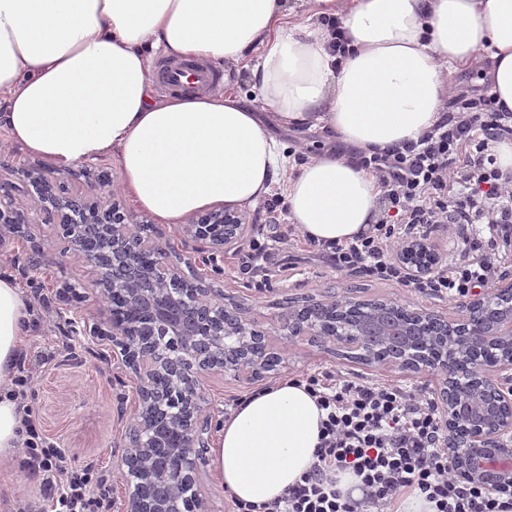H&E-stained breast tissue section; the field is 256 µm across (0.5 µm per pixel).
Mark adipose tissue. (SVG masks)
<instances>
[{
  "mask_svg": "<svg viewBox=\"0 0 512 512\" xmlns=\"http://www.w3.org/2000/svg\"><path fill=\"white\" fill-rule=\"evenodd\" d=\"M160 56L244 65L270 115L219 90L157 97ZM478 57L512 112V0H0V128L61 171L116 156L121 191L162 224L243 211L283 186L297 233L328 246L377 220L380 189L356 153L418 141L445 117L449 74ZM271 121L322 130L346 152L297 162ZM34 319L0 262V465L24 446L12 390ZM325 417L290 381L241 399L210 450L225 493L279 498L312 464Z\"/></svg>",
  "mask_w": 512,
  "mask_h": 512,
  "instance_id": "1",
  "label": "adipose tissue"
}]
</instances>
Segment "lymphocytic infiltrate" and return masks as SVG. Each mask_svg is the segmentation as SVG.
Instances as JSON below:
<instances>
[{
	"label": "lymphocytic infiltrate",
	"instance_id": "lymphocytic-infiltrate-1",
	"mask_svg": "<svg viewBox=\"0 0 512 512\" xmlns=\"http://www.w3.org/2000/svg\"><path fill=\"white\" fill-rule=\"evenodd\" d=\"M510 138L512 114L482 93L464 100L418 144L362 157L383 188L378 217L368 234L333 246L330 261L350 272L396 277L397 247L412 230L484 224L489 239H465L458 258L440 265L425 285L461 298L499 278L512 262V174L498 167L492 145ZM306 382L327 412L320 445L309 470L265 512H389L406 491L424 496L434 512H505L498 493L449 471L448 433L438 402L425 391L329 373ZM23 425L31 469L55 472L44 482L45 499L58 501L64 512H92V475L70 470L32 415ZM339 471L358 480L361 498L342 497L334 478Z\"/></svg>",
	"mask_w": 512,
	"mask_h": 512
}]
</instances>
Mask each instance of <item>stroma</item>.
Here are the masks:
<instances>
[{
  "mask_svg": "<svg viewBox=\"0 0 512 512\" xmlns=\"http://www.w3.org/2000/svg\"><path fill=\"white\" fill-rule=\"evenodd\" d=\"M32 158L15 146L0 129V163L11 168L7 181L15 202L33 206L37 194L33 184L16 170ZM109 172L112 181L100 184L101 172ZM58 180L71 190L93 189L102 197L120 201L132 221L148 227L160 243L174 246L181 260L183 278L205 280L223 289L225 303L241 305L247 317L260 328L273 331L278 316L289 300L322 299L336 294L358 301L395 299L414 308L453 313L457 301L426 290H418L395 280H384L363 273H347L323 257L316 247L296 233L289 220L283 187L248 210L244 237L224 252L211 254L202 242L183 243L179 228L156 223L148 213L114 186L120 178L116 158L103 157L58 172ZM43 254L36 269L24 268L22 240L13 234L0 235V260L9 266L37 311V319L23 338L26 362L44 356L37 381L27 394V403L39 420L44 434L63 448L72 467L110 473V452L122 447L135 400L133 378L118 375L112 360L110 343L91 340L73 332L71 320L99 315L92 277L80 259L67 253L66 243L54 224H30L24 228ZM72 287L81 298L62 307L55 289ZM318 371H332L368 381L401 386L408 390L426 389L438 394L441 380L431 373H414L373 366L345 358L323 347L301 340L288 347L275 370L254 381L231 376H212L206 381L211 403V437H219L227 405L279 380L303 379ZM27 452H19L12 463L0 468V512H24L38 507L51 512L42 496V473L30 470Z\"/></svg>",
  "mask_w": 512,
  "mask_h": 512,
  "instance_id": "stroma-1",
  "label": "stroma"
}]
</instances>
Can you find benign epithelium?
Returning <instances> with one entry per match:
<instances>
[{
	"label": "benign epithelium",
	"mask_w": 512,
	"mask_h": 512,
	"mask_svg": "<svg viewBox=\"0 0 512 512\" xmlns=\"http://www.w3.org/2000/svg\"><path fill=\"white\" fill-rule=\"evenodd\" d=\"M21 172L36 185L54 187L39 194L40 205L15 204L0 182V227L17 234L24 224H57L67 250L94 277L106 317L85 324L91 338L107 337L112 358L137 385L134 422L119 450L117 466L125 481L119 512H209L206 498L183 495L200 481V449L208 447L210 407L204 380L214 374L252 380L271 370L274 350L268 334L224 304V293L199 280L181 279L173 254L148 237L116 202L94 200L79 191L64 192L57 181L35 165ZM247 231L246 216L228 208L201 215L182 228L185 237L222 251ZM433 248L423 239L405 242L398 254L411 278L436 271L432 263L409 256ZM152 255L146 276L158 284L147 294L125 277L142 254ZM512 301L509 274L443 315L412 309L394 300L355 301L329 295L321 301L291 302L279 316L282 346L302 338L399 370L428 371L442 376L441 422L448 431V469L460 480L488 486L512 496ZM393 309L405 315L396 332L397 351L388 357L369 354L371 333L384 330L380 313L351 331L339 330L359 309ZM180 382V389H162L159 378ZM179 408L173 418L157 410L166 403Z\"/></svg>",
	"instance_id": "1"
}]
</instances>
